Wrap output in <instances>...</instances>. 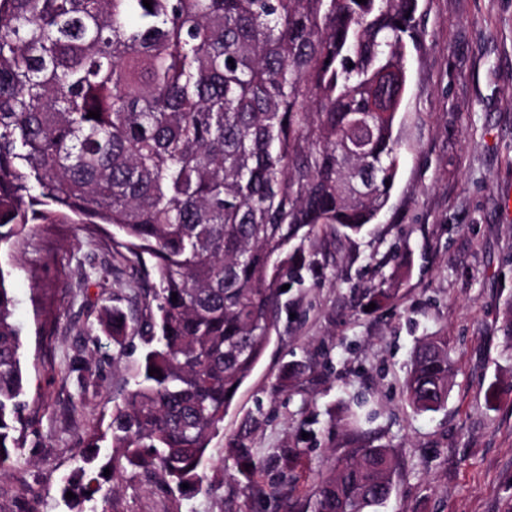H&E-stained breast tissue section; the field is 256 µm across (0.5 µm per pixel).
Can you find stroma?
Masks as SVG:
<instances>
[{"mask_svg": "<svg viewBox=\"0 0 512 512\" xmlns=\"http://www.w3.org/2000/svg\"><path fill=\"white\" fill-rule=\"evenodd\" d=\"M395 133L401 166L385 213L358 235L305 242L314 271L290 281L271 342L212 441L202 488L140 474L101 477L107 512H314L315 492L359 444L392 450L395 489L378 512H512V0H417ZM150 259L114 256L112 231L36 225L0 248L22 328L25 456L0 478L5 512H69L64 481L133 388L145 351L94 336ZM399 281L370 308L369 291ZM447 337V403L418 412L403 386L417 345ZM305 372L274 385L288 364ZM90 369L87 385L79 370ZM375 417L360 439L345 419ZM260 457L253 481L244 455Z\"/></svg>", "mask_w": 512, "mask_h": 512, "instance_id": "1", "label": "stroma"}]
</instances>
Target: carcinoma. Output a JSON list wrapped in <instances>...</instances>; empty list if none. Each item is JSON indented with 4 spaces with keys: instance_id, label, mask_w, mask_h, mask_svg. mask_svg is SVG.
<instances>
[{
    "instance_id": "carcinoma-1",
    "label": "carcinoma",
    "mask_w": 512,
    "mask_h": 512,
    "mask_svg": "<svg viewBox=\"0 0 512 512\" xmlns=\"http://www.w3.org/2000/svg\"><path fill=\"white\" fill-rule=\"evenodd\" d=\"M416 2L0 0V246L33 224H90L116 232L115 253L153 259L145 313L114 306L98 320L117 353L129 335L148 347L110 445L94 437L66 481L70 512H98L102 450L114 479L203 481L270 341L281 280L312 264L293 244L359 234L388 205ZM7 278L0 269L1 476L27 425ZM450 377L448 338L430 336L403 392L436 411ZM394 468L388 448L352 449L315 512H371Z\"/></svg>"
}]
</instances>
